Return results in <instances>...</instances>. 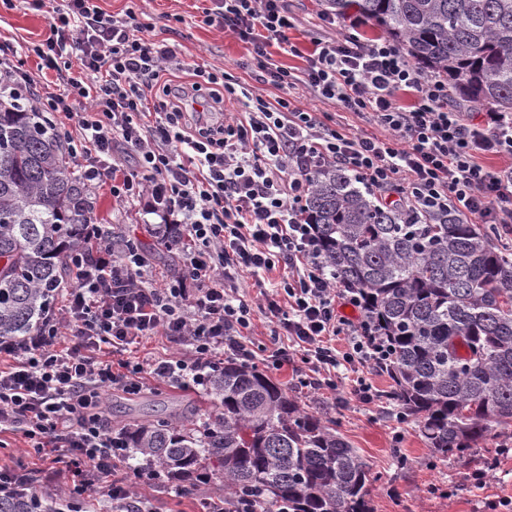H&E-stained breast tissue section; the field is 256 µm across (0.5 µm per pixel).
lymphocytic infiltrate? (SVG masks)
Wrapping results in <instances>:
<instances>
[{
	"instance_id": "obj_1",
	"label": "lymphocytic infiltrate",
	"mask_w": 512,
	"mask_h": 512,
	"mask_svg": "<svg viewBox=\"0 0 512 512\" xmlns=\"http://www.w3.org/2000/svg\"><path fill=\"white\" fill-rule=\"evenodd\" d=\"M49 13V34L18 51L0 41V78L29 98L77 159L91 185L116 205L146 204L161 223L181 225L185 278L157 284L131 239L103 237L72 252L75 277L63 305L20 343L0 341V433L17 432L38 456L39 480L82 494L106 483L112 512H155L139 487L112 477L121 437L101 414L107 392L129 394L160 383L204 385L207 370L231 357L251 364L246 333L262 316L281 368L301 359L304 385L336 389L340 368L357 372L353 394L371 404L363 374L382 369L392 352L370 321L362 296L340 287L317 251L305 217L310 177L339 166L371 193L395 192L415 211L453 209L488 224H512V115L470 119L448 95L446 77L409 59L394 40H317L306 69L276 65L272 43L288 41L286 0H211L203 24L249 44L254 82L223 69L191 66L135 11L107 12L101 0H26ZM53 71L54 83L23 68V54ZM303 86L343 111L368 116L377 133L330 128L291 101L267 100L261 87ZM414 96L401 106L396 94ZM239 102L243 112L228 104ZM122 145L127 169L110 156ZM483 155L507 159L491 169ZM285 268L257 300L239 294V276ZM194 288H186V281ZM163 335L176 354L143 361L124 352ZM346 346L337 349L334 340Z\"/></svg>"
}]
</instances>
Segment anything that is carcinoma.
I'll return each mask as SVG.
<instances>
[{"instance_id": "carcinoma-1", "label": "carcinoma", "mask_w": 512, "mask_h": 512, "mask_svg": "<svg viewBox=\"0 0 512 512\" xmlns=\"http://www.w3.org/2000/svg\"><path fill=\"white\" fill-rule=\"evenodd\" d=\"M448 78L451 96L512 113V0H323L351 7ZM91 186L43 116L0 86V341H21L53 309L67 255L84 245ZM306 214L338 285L356 288L394 354L384 372L433 459L463 457L512 424V254L495 224L455 211L382 206L334 166L311 180ZM173 249L178 224L147 228ZM208 407L121 427L123 466L178 485L206 475L290 512H369L371 469L336 429L267 371L233 358L204 387ZM64 493L0 494V512H74Z\"/></svg>"}]
</instances>
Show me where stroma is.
I'll return each instance as SVG.
<instances>
[{
    "mask_svg": "<svg viewBox=\"0 0 512 512\" xmlns=\"http://www.w3.org/2000/svg\"><path fill=\"white\" fill-rule=\"evenodd\" d=\"M130 6L140 18L152 23V37L174 45L185 63L223 67L239 76H248L246 44L232 34L202 24L205 0L104 2L105 9L114 14L124 13ZM288 11L293 21L288 32L290 46H271L270 53L277 65L295 73L306 67L313 38L345 39L355 34L367 40L381 35L379 27L364 20L356 26L346 18L333 19L329 24L320 21V0H288ZM48 32L47 13L21 5L11 10L0 7V38L24 46L44 39ZM263 93L272 100L289 96L294 106L318 113L326 124L340 125L353 133L373 130L368 118L341 111L333 102L316 99L304 89L287 94L267 84ZM94 195L97 222L118 232L135 231L157 282L182 275L179 256L158 250L135 212L113 203L107 188H95ZM306 370V365L300 363L296 368L282 369L276 377L308 411L336 418L340 432L368 461L374 475L369 496L372 512H490V503L512 500V457L499 453L500 448H512V426L497 429L466 458L452 457L435 463L418 425L395 420L396 404L389 397L392 382L385 373L370 375L378 398L365 405L351 393L352 375H344L337 390L317 391L301 383L300 377ZM200 399V390L173 384H161L138 395L110 392L104 398V421L112 426L153 419L184 410ZM476 469L485 470L488 475L484 488H474L470 481V474ZM223 496L222 481L210 478L196 492L182 493L173 485L165 492H154L153 506L155 512H199L201 500Z\"/></svg>",
    "mask_w": 512,
    "mask_h": 512,
    "instance_id": "stroma-1",
    "label": "stroma"
}]
</instances>
